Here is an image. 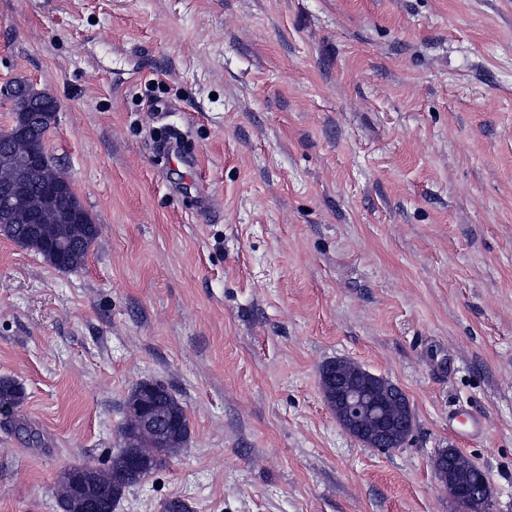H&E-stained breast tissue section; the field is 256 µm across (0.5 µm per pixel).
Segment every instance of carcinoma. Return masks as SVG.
<instances>
[{
    "mask_svg": "<svg viewBox=\"0 0 512 512\" xmlns=\"http://www.w3.org/2000/svg\"><path fill=\"white\" fill-rule=\"evenodd\" d=\"M36 93L28 83L18 81L4 91L14 102L12 123L27 120L22 111L21 97ZM48 165L42 174L30 182L28 196L10 213V229L4 237L17 245L40 254L44 260L62 271H72L85 265L91 244L98 237V227L90 224L76 235L71 225L57 224L47 218L50 238L36 234L37 220L27 215L39 210L45 198L46 185L57 182L65 186V193L73 192L66 173L44 158ZM25 394L21 387L7 377L0 378V415L19 435L31 442L36 435L17 417ZM146 402L154 407L166 429L163 435L136 427L125 418L121 427L122 448L112 456L105 467L89 463L73 465L61 470L56 481V503L60 512H115L125 492L141 484L148 476L179 456L190 438L186 407L169 389L158 382H142L133 388L126 400L129 407ZM160 512H193L189 501L173 497L162 502Z\"/></svg>",
    "mask_w": 512,
    "mask_h": 512,
    "instance_id": "1",
    "label": "carcinoma"
}]
</instances>
